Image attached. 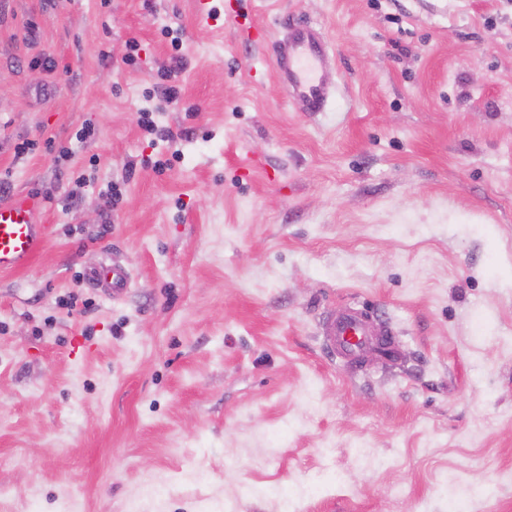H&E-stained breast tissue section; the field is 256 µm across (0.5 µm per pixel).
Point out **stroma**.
Here are the masks:
<instances>
[{
  "instance_id": "obj_1",
  "label": "stroma",
  "mask_w": 512,
  "mask_h": 512,
  "mask_svg": "<svg viewBox=\"0 0 512 512\" xmlns=\"http://www.w3.org/2000/svg\"><path fill=\"white\" fill-rule=\"evenodd\" d=\"M192 3L0 0V201L48 227L0 270V512H512V0ZM345 306L397 357L328 355ZM276 75L302 112H323L333 90L331 46L312 25L289 26L277 43ZM92 280L112 299L121 296L129 286V271L117 264L102 265L90 274Z\"/></svg>"
}]
</instances>
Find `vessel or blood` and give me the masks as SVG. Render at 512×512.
Segmentation results:
<instances>
[{"mask_svg": "<svg viewBox=\"0 0 512 512\" xmlns=\"http://www.w3.org/2000/svg\"><path fill=\"white\" fill-rule=\"evenodd\" d=\"M275 65L279 82L300 111L325 110L333 90L331 46L317 28L306 23L289 26L277 43ZM43 206V197L36 194L0 202V270L23 268L40 251L46 227L37 217ZM91 278L116 298L128 288L130 273L117 264L104 265ZM380 332L370 315L348 307L322 326L331 351L348 360L357 359L365 343Z\"/></svg>", "mask_w": 512, "mask_h": 512, "instance_id": "b4317fda", "label": "vessel or blood"}]
</instances>
